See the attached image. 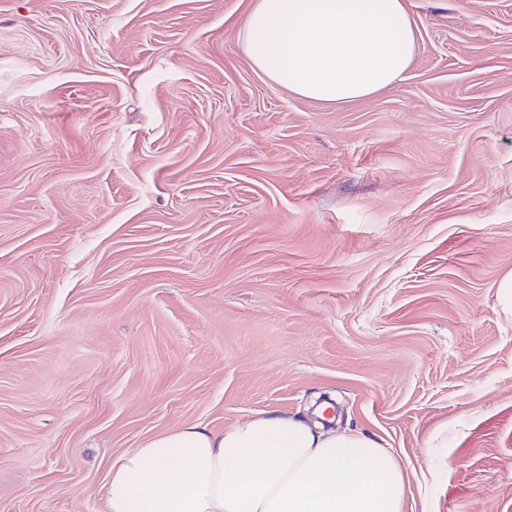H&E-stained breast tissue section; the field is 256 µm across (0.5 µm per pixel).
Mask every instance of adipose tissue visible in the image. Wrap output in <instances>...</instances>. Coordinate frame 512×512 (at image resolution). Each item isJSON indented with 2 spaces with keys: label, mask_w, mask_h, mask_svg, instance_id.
Returning <instances> with one entry per match:
<instances>
[{
  "label": "adipose tissue",
  "mask_w": 512,
  "mask_h": 512,
  "mask_svg": "<svg viewBox=\"0 0 512 512\" xmlns=\"http://www.w3.org/2000/svg\"><path fill=\"white\" fill-rule=\"evenodd\" d=\"M253 68L290 94L352 104L402 80L416 48L406 0H254ZM263 411L185 424L115 458L106 512H405V472L372 433Z\"/></svg>",
  "instance_id": "ef3b65f1"
}]
</instances>
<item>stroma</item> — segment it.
I'll list each match as a JSON object with an SVG mask.
<instances>
[{
  "instance_id": "1",
  "label": "stroma",
  "mask_w": 512,
  "mask_h": 512,
  "mask_svg": "<svg viewBox=\"0 0 512 512\" xmlns=\"http://www.w3.org/2000/svg\"><path fill=\"white\" fill-rule=\"evenodd\" d=\"M251 4L0 0V512L323 394L406 512H512V0H406L349 105L252 67Z\"/></svg>"
}]
</instances>
